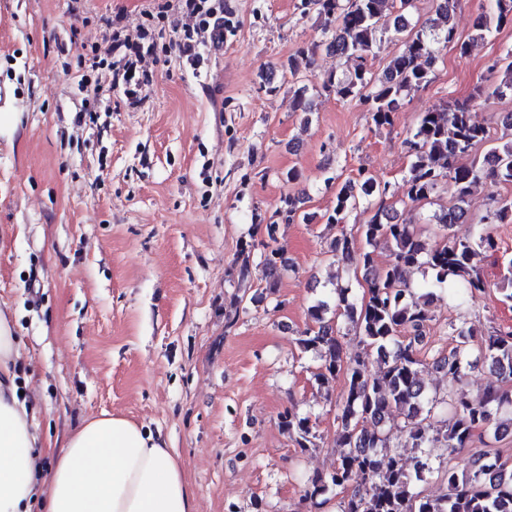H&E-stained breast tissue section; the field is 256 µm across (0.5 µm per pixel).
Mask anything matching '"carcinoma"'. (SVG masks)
Instances as JSON below:
<instances>
[{"mask_svg": "<svg viewBox=\"0 0 512 512\" xmlns=\"http://www.w3.org/2000/svg\"><path fill=\"white\" fill-rule=\"evenodd\" d=\"M493 16H479L468 39H461L453 21L452 0H431L433 16L414 32L407 31L406 14L413 0H300L301 14L315 12L323 18L331 40L306 49L315 54L321 49L354 61L353 73L346 78L333 75L322 80V88L341 99L357 100L366 107L376 127L391 126L401 106L402 94L411 87L430 82L437 59L436 42L461 44L465 54L492 30L512 27V0H495ZM394 8V34L400 42L398 52L383 72L373 73L368 56L377 45L378 23L387 8ZM493 66L503 71L494 94L512 96V49L496 59ZM490 141L488 130L473 122L469 100L435 107L420 113L415 132L406 139L413 160L403 179V198L412 203L431 204L442 184L451 187L448 205L435 215L436 223L447 230L448 217L467 223L466 197L471 185L485 178L493 183H512V138L477 154L470 166L456 165L457 157L478 150ZM395 195L388 185H379L364 173L359 180H347L336 189V206L327 214L329 224H341L339 234L326 245L324 254L338 263H351L362 270L365 282L360 301L349 300L346 289H339L338 308L361 338L363 350L347 354L339 339L340 328L325 317L327 305L318 303L312 310L313 324L297 338L303 352L319 353L321 363L313 372L318 386L326 388L343 378L344 388L335 401L339 458L333 470L315 473L306 480L304 496L320 499L327 505L334 495L350 494L339 501L338 512H512V473L505 474L500 458L477 452L470 473L458 475L455 466L444 470L446 491L430 497L415 490L417 483L433 471L431 449L442 444L453 460L456 451L473 445L475 432L494 427L505 433L498 416L512 413V331L498 333L485 343L474 344L466 320L448 323L454 346L433 359L432 365L448 380L446 397L428 396L420 379L423 361L419 354L427 336L431 315L414 298L404 271L411 266L432 272L424 287L436 288L453 282L459 294L471 298L484 292L486 282L477 272L482 253L493 250L496 242L489 225L512 215V199H499L495 209L480 219V228L467 236L445 234L430 243L410 225L391 222L394 206L385 203ZM365 206L371 216L364 224L344 228L350 213ZM275 216L290 224L312 222L315 215L304 210V199L288 196ZM263 275L266 287H276L280 271L289 265L283 247L277 245L276 224L266 225ZM391 247V259L384 266L374 264L372 248L380 243ZM254 245L244 243L238 253L237 279L241 288L251 287V258ZM381 361L379 373L369 368L370 353ZM478 354L508 387L490 388L479 400L463 390L472 356ZM444 405L452 413L448 428L441 432L430 423L431 413ZM403 418L398 433L406 448L417 449L412 468L398 455L378 458L377 449L387 448L390 436L384 432L389 415ZM280 426L295 438L301 448L314 445L315 433L310 418L289 412L281 415Z\"/></svg>", "mask_w": 512, "mask_h": 512, "instance_id": "1", "label": "carcinoma"}]
</instances>
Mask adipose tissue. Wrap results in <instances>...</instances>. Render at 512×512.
Listing matches in <instances>:
<instances>
[{"label":"adipose tissue","mask_w":512,"mask_h":512,"mask_svg":"<svg viewBox=\"0 0 512 512\" xmlns=\"http://www.w3.org/2000/svg\"><path fill=\"white\" fill-rule=\"evenodd\" d=\"M20 355L0 312V512H199L173 449L124 415L86 419L60 441L44 436L18 394Z\"/></svg>","instance_id":"obj_1"}]
</instances>
